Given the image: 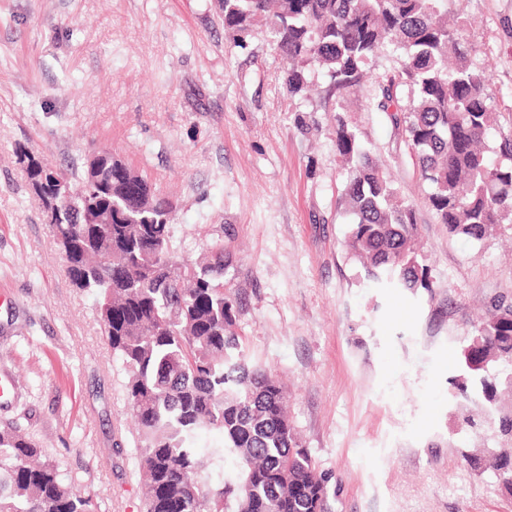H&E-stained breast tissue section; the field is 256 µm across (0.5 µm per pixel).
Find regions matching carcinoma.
Wrapping results in <instances>:
<instances>
[{
  "instance_id": "1",
  "label": "carcinoma",
  "mask_w": 512,
  "mask_h": 512,
  "mask_svg": "<svg viewBox=\"0 0 512 512\" xmlns=\"http://www.w3.org/2000/svg\"><path fill=\"white\" fill-rule=\"evenodd\" d=\"M443 2L219 0V18L238 42L266 27L272 49L288 60L282 85L292 98L316 71L327 96L347 93L376 58L391 55L395 66L379 77L373 104L405 134L439 223L478 242L512 220V140L491 160L489 76L471 67ZM332 140L346 169L339 203L352 216L351 257L373 282L430 290L415 249L414 206L339 116ZM17 161L71 281L93 298L103 338L128 373L146 512H331L333 476L299 439L280 381L242 351L237 307L221 280L224 242L211 248L213 260H178L171 202L110 152L79 174L23 148ZM457 363L450 385L461 425H485L512 449V386L490 371H512V303L491 306ZM203 429L223 437L209 456L234 458L240 474L209 479L197 443ZM492 460L499 489L512 493V454ZM0 512L92 509L15 422L1 421Z\"/></svg>"
}]
</instances>
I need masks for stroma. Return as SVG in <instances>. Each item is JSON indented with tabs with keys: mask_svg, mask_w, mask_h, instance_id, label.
I'll list each match as a JSON object with an SVG mask.
<instances>
[{
	"mask_svg": "<svg viewBox=\"0 0 512 512\" xmlns=\"http://www.w3.org/2000/svg\"><path fill=\"white\" fill-rule=\"evenodd\" d=\"M512 139V0H446ZM379 57L357 93L288 98L264 29L234 42L216 0H0V422H17L95 512H144L126 375L92 297L74 288L16 161L25 148L82 169L119 154L175 204L173 245L229 252L245 355L284 385L288 414L332 512H512L491 474L470 476L448 380L486 310L512 300V222L479 242L449 234L388 113L372 104ZM417 212L431 289L366 281L345 246L351 219L335 116Z\"/></svg>",
	"mask_w": 512,
	"mask_h": 512,
	"instance_id": "1",
	"label": "stroma"
}]
</instances>
